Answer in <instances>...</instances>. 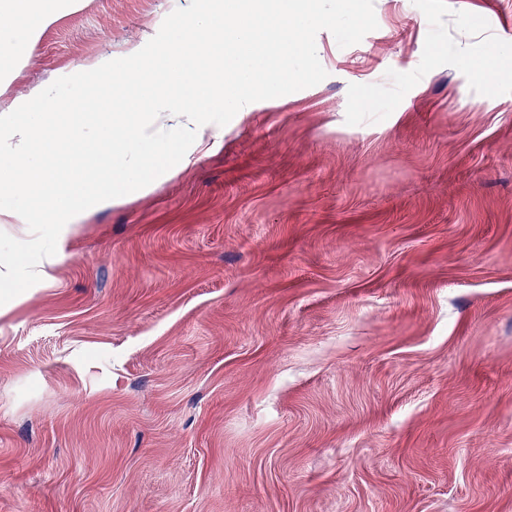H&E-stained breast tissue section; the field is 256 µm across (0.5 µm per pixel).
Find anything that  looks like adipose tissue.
Here are the masks:
<instances>
[{
	"label": "adipose tissue",
	"mask_w": 512,
	"mask_h": 512,
	"mask_svg": "<svg viewBox=\"0 0 512 512\" xmlns=\"http://www.w3.org/2000/svg\"><path fill=\"white\" fill-rule=\"evenodd\" d=\"M63 1L73 7L79 3V0H0V16H9L14 29L12 37L0 39V46L37 41L41 30L56 20L57 8Z\"/></svg>",
	"instance_id": "adipose-tissue-1"
}]
</instances>
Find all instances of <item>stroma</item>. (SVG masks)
Masks as SVG:
<instances>
[{
	"mask_svg": "<svg viewBox=\"0 0 512 512\" xmlns=\"http://www.w3.org/2000/svg\"><path fill=\"white\" fill-rule=\"evenodd\" d=\"M185 5L62 9L0 116ZM374 8L64 226L0 316V512H512V0Z\"/></svg>",
	"mask_w": 512,
	"mask_h": 512,
	"instance_id": "35a3bbf8",
	"label": "stroma"
}]
</instances>
